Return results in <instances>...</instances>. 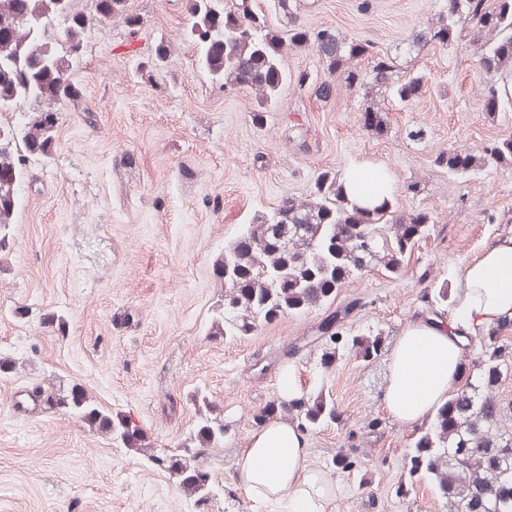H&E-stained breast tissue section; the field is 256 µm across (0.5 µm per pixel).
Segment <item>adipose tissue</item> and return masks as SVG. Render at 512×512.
I'll list each match as a JSON object with an SVG mask.
<instances>
[{"instance_id":"adipose-tissue-1","label":"adipose tissue","mask_w":512,"mask_h":512,"mask_svg":"<svg viewBox=\"0 0 512 512\" xmlns=\"http://www.w3.org/2000/svg\"><path fill=\"white\" fill-rule=\"evenodd\" d=\"M457 286L451 318L410 323L392 346L382 402L405 425L433 415L461 383L469 334L512 319V234L499 237L466 262ZM306 456L305 434L288 422L270 421L251 432L236 462V478L250 499L286 496L293 512H325L336 484L311 468Z\"/></svg>"}]
</instances>
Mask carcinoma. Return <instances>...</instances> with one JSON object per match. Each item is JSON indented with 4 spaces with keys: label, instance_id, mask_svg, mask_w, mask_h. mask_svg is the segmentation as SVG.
Listing matches in <instances>:
<instances>
[{
    "label": "carcinoma",
    "instance_id": "cac0c4a2",
    "mask_svg": "<svg viewBox=\"0 0 512 512\" xmlns=\"http://www.w3.org/2000/svg\"><path fill=\"white\" fill-rule=\"evenodd\" d=\"M98 2L99 17H120L132 31L139 26L140 18L128 10L127 0ZM271 8L285 22L286 33L270 28L253 0H190L193 21L185 33L197 47L200 67L224 92L250 89L256 94L253 119L259 124L288 81L281 66L286 45L312 52L328 75L362 91L360 123L371 132L386 128L385 109L374 88L385 89L393 102L407 104L427 83L422 73L394 79L391 58L367 39L307 25L300 19L298 0H271ZM86 24L85 16L70 12V0H0V107L22 101L46 104L13 123L0 122V242L16 212L24 163L52 150L56 121L49 116L58 112L51 105L78 98L68 59L84 49ZM465 38L476 46V65L486 75L481 89L485 112H498L507 101L498 94L497 77L512 69V0H444L443 9L408 45L454 47ZM365 59L371 60L367 71L359 66ZM433 165L460 176L489 165H512V138L497 140L480 152L466 147L440 151ZM432 223V214L424 209L400 211L391 195L372 209L363 208L344 191L341 174L323 170L314 178L309 198H281L272 210L254 215L225 247L219 275L228 287L209 333L231 340L319 307L376 262L396 277ZM383 230L389 238L381 237ZM424 300L437 317L455 305L446 281L426 292ZM362 307L361 299L353 298L320 323L323 368L331 367L341 351L367 365L385 354L382 333L355 334L345 327ZM511 329L512 320H506L482 331L475 380L453 390L415 429L397 493H405L409 483L428 480L448 512H512V434L500 430L505 413L496 396V387L512 366L504 338ZM189 401L197 421L182 445L183 454L155 462L174 475L185 494L201 501L211 474L199 459L224 442L228 425L223 408L205 394L195 391ZM59 405L88 427L119 436L128 448L141 452L149 447L140 425L101 410L78 387ZM339 417L336 404L323 392L304 391L293 399L274 398L254 420L260 425L285 419L309 434Z\"/></svg>",
    "mask_w": 512,
    "mask_h": 512
}]
</instances>
